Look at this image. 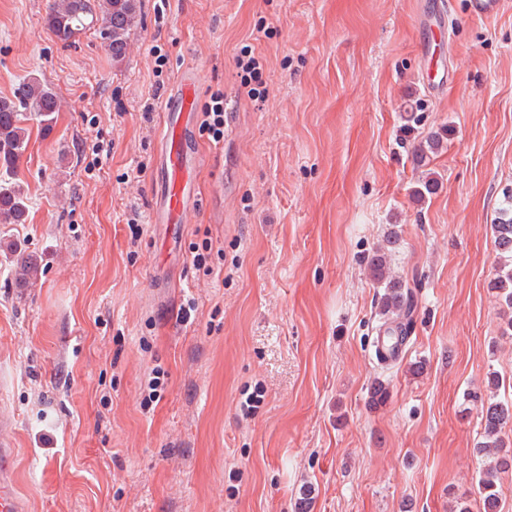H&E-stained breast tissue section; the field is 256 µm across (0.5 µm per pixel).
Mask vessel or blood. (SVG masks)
<instances>
[{
	"mask_svg": "<svg viewBox=\"0 0 512 512\" xmlns=\"http://www.w3.org/2000/svg\"><path fill=\"white\" fill-rule=\"evenodd\" d=\"M195 87L194 78L184 79L178 93L170 97L165 104L167 121L164 125L161 147L164 188L153 209V217L159 224L178 223L184 209L186 190L193 179L188 125L194 104Z\"/></svg>",
	"mask_w": 512,
	"mask_h": 512,
	"instance_id": "vessel-or-blood-1",
	"label": "vessel or blood"
}]
</instances>
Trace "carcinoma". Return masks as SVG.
Wrapping results in <instances>:
<instances>
[{"label": "carcinoma", "instance_id": "carcinoma-1", "mask_svg": "<svg viewBox=\"0 0 512 512\" xmlns=\"http://www.w3.org/2000/svg\"><path fill=\"white\" fill-rule=\"evenodd\" d=\"M139 0H57L50 7L48 24L56 37L68 42L74 35L93 23H100V34L114 58L124 56L127 35L137 19ZM59 101L51 88L37 78L24 80L14 91V99H0V166L14 168L28 143L27 129L22 126L20 110H29L49 126L59 111ZM503 217L494 225L496 246L503 258L492 288L512 308V204L502 209ZM28 218V206L21 192L0 184V223L23 224ZM38 267L32 254L22 253L12 271L13 284L26 288ZM368 271L373 281L384 289L382 306L392 317L383 322V335L390 343L391 359H396L407 343L412 326L415 300L409 283L390 274L384 252L376 251L368 259ZM378 359L385 361L381 351ZM483 436L475 450L487 456L479 473L478 487L483 512H499L497 485L501 475L512 471V441L504 438L503 430L512 423V403L494 401L482 404Z\"/></svg>", "mask_w": 512, "mask_h": 512}]
</instances>
